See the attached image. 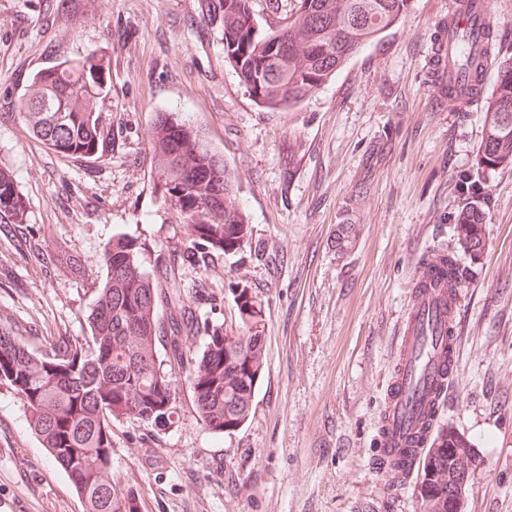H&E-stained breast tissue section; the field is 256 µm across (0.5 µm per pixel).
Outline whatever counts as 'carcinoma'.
I'll use <instances>...</instances> for the list:
<instances>
[{
    "mask_svg": "<svg viewBox=\"0 0 512 512\" xmlns=\"http://www.w3.org/2000/svg\"><path fill=\"white\" fill-rule=\"evenodd\" d=\"M274 27L257 23L253 0H202L208 16L224 17V61L257 104L291 109L319 91L365 43L395 26L408 0H296ZM19 105L33 137L65 157L93 158L112 130L101 113L73 108L76 99L106 92L95 54L79 62L38 69L26 79ZM485 135L477 166L512 164V62L498 66L491 92H479ZM169 131L160 160L161 190L190 240L161 264L156 277L140 271L141 244L123 235L99 256L105 280L87 315L89 336L79 341L57 331L48 349L32 348L18 330L0 325V385L23 402L28 424L72 481L83 512H139V499L112 472V423L174 424L173 388L185 381L203 428L236 431L249 418L266 365L262 308L241 291L239 328L224 329L199 312L200 292L187 290L180 268H205L248 242L249 228L236 204L234 173L203 129L179 112L156 113ZM484 212L461 211L450 226L473 255L484 245ZM36 265L56 257L30 236L17 181L0 179V245ZM171 306L159 320L158 301ZM479 465L468 441L436 430L419 469L425 512H462L470 473Z\"/></svg>",
    "mask_w": 512,
    "mask_h": 512,
    "instance_id": "cac0c4a2",
    "label": "carcinoma"
}]
</instances>
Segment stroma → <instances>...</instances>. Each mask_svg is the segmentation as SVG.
<instances>
[{
	"label": "stroma",
	"instance_id": "stroma-1",
	"mask_svg": "<svg viewBox=\"0 0 512 512\" xmlns=\"http://www.w3.org/2000/svg\"><path fill=\"white\" fill-rule=\"evenodd\" d=\"M99 0H0V171L16 176L32 236L56 266L0 247L13 287L0 322L35 349L42 328L83 339L113 235L144 242L150 272L186 239L157 185L149 135L159 111L186 112L237 175L251 237L183 279L201 283L231 322L239 291L263 309L267 363L252 412L233 433L205 430L187 384L177 421L112 427V469L141 512H423L414 482L377 465L386 386L399 327L423 258L455 256L460 361L438 418L473 444L463 512H512V166L477 170L480 107L459 111L437 45L452 0H409L400 22L353 54L291 110L258 105L224 62V23L201 0H112L99 27L78 21ZM96 52L112 125L99 158L53 155L18 114L26 76ZM479 176L471 198L462 177ZM485 213L478 259L449 229L462 208ZM79 257L84 268L71 266ZM0 512H82L68 479L28 427L22 401L0 386Z\"/></svg>",
	"mask_w": 512,
	"mask_h": 512
}]
</instances>
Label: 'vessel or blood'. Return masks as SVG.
I'll use <instances>...</instances> for the list:
<instances>
[{
	"instance_id": "1",
	"label": "vessel or blood",
	"mask_w": 512,
	"mask_h": 512,
	"mask_svg": "<svg viewBox=\"0 0 512 512\" xmlns=\"http://www.w3.org/2000/svg\"><path fill=\"white\" fill-rule=\"evenodd\" d=\"M491 31L485 0H453L448 33L440 49L448 61V93L460 111H471L476 99L472 73L454 61L461 47L486 50ZM455 274L447 256L422 266L415 281V299L401 327L397 368L386 391L379 459L383 468L408 480L419 466L443 408L449 382L459 364L456 317L460 301L445 294Z\"/></svg>"
}]
</instances>
